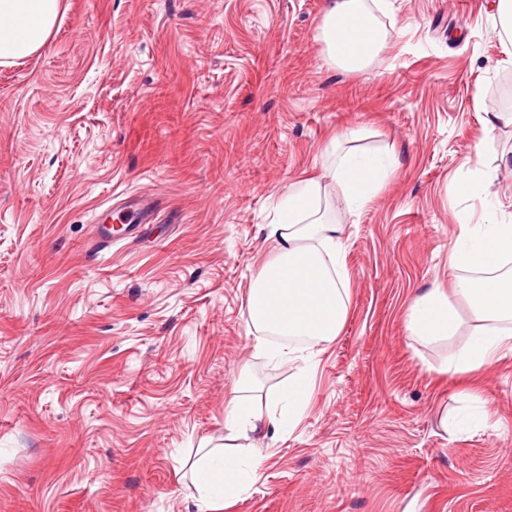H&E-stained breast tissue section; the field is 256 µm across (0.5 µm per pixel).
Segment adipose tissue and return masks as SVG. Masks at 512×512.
<instances>
[{
	"mask_svg": "<svg viewBox=\"0 0 512 512\" xmlns=\"http://www.w3.org/2000/svg\"><path fill=\"white\" fill-rule=\"evenodd\" d=\"M62 0H0V62L34 54L48 41ZM389 38L372 13L368 0H328L317 39L336 66L350 71L368 69ZM331 138L325 153L333 159L332 177L339 188L335 204L322 200L317 179L296 181L285 196L278 218L266 236L273 257L254 278L247 300V323L259 331L256 354L315 364L314 355L268 342V335L303 336L312 346L335 340L347 316L349 272L344 261L343 224L337 212L354 211L382 187L394 164L392 157L339 152ZM448 269L457 276L456 291L466 298L477 320L468 344L450 364L453 372H474L512 352V218L485 211L478 223L460 222L448 256ZM410 335L439 340L459 334L464 326L456 304L446 293L430 288L417 294L406 316ZM255 382L241 371L236 394L224 408L230 434L266 438L292 430L310 397V379L303 376L282 393L273 408L252 411L243 396ZM263 448H253L239 461L208 451L191 470L192 481L204 493L208 512H220L225 502L241 498L261 469Z\"/></svg>",
	"mask_w": 512,
	"mask_h": 512,
	"instance_id": "adipose-tissue-1",
	"label": "adipose tissue"
}]
</instances>
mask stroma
Here are the masks:
<instances>
[{
    "label": "stroma",
    "mask_w": 512,
    "mask_h": 512,
    "mask_svg": "<svg viewBox=\"0 0 512 512\" xmlns=\"http://www.w3.org/2000/svg\"><path fill=\"white\" fill-rule=\"evenodd\" d=\"M368 70L327 62L326 0H64L47 44L0 64V512H198L189 467L224 445L242 368L263 407L298 371L257 355L251 282L289 186L338 188L323 147L369 130L395 160L343 219L348 312L289 433L223 512H512V354L445 371L467 334L410 336L447 285L450 194L491 171L512 214V60L495 0H384ZM154 198L138 239L95 227Z\"/></svg>",
    "instance_id": "1"
}]
</instances>
